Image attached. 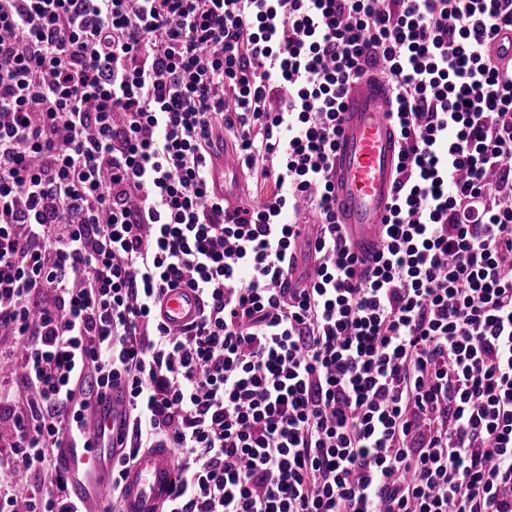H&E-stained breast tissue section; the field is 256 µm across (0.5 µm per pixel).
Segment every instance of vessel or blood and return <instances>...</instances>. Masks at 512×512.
I'll return each instance as SVG.
<instances>
[{"label": "vessel or blood", "mask_w": 512, "mask_h": 512, "mask_svg": "<svg viewBox=\"0 0 512 512\" xmlns=\"http://www.w3.org/2000/svg\"><path fill=\"white\" fill-rule=\"evenodd\" d=\"M388 84L364 77L349 87L336 148L334 183L336 221L359 257L371 258L394 196L398 143L388 115ZM210 190L226 209L241 205L244 190L235 152L215 149L210 159ZM159 316L180 330L198 319L197 295L187 288L166 290L158 303ZM71 410L81 415L76 428L66 430L57 461L69 496L86 512H109L112 480L113 429L127 412L124 391L114 387L97 397L91 384L75 388ZM175 477L174 455L168 448L143 451L129 468L123 491V512H159Z\"/></svg>", "instance_id": "b4317fda"}]
</instances>
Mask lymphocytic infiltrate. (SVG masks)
Segmentation results:
<instances>
[{"label":"lymphocytic infiltrate","mask_w":512,"mask_h":512,"mask_svg":"<svg viewBox=\"0 0 512 512\" xmlns=\"http://www.w3.org/2000/svg\"><path fill=\"white\" fill-rule=\"evenodd\" d=\"M512 0H0V425L39 495L83 374L123 386L112 506L148 448L161 512H512ZM399 136L381 248L336 222L343 98ZM272 193L228 212L215 142ZM311 261L298 284L296 252ZM184 287L180 335L156 313ZM159 317L170 328L180 330L200 316L197 295L188 288L166 290L158 302Z\"/></svg>","instance_id":"f902f5d3"}]
</instances>
